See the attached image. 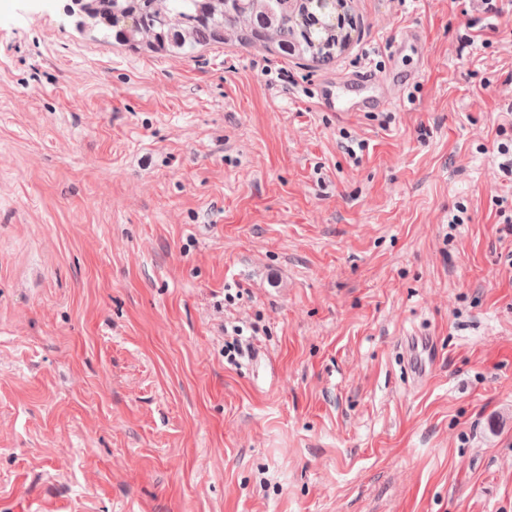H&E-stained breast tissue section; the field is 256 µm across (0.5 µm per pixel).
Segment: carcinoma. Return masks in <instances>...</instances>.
I'll return each instance as SVG.
<instances>
[{"mask_svg": "<svg viewBox=\"0 0 512 512\" xmlns=\"http://www.w3.org/2000/svg\"><path fill=\"white\" fill-rule=\"evenodd\" d=\"M78 27L128 49L188 54L215 44L336 62L337 16L314 0H74Z\"/></svg>", "mask_w": 512, "mask_h": 512, "instance_id": "carcinoma-1", "label": "carcinoma"}]
</instances>
